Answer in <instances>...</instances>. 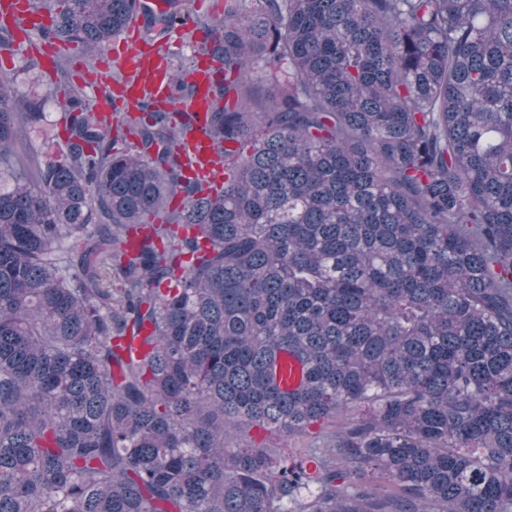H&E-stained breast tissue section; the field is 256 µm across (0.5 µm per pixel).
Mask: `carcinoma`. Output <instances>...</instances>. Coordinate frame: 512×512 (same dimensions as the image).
<instances>
[{
    "label": "carcinoma",
    "mask_w": 512,
    "mask_h": 512,
    "mask_svg": "<svg viewBox=\"0 0 512 512\" xmlns=\"http://www.w3.org/2000/svg\"><path fill=\"white\" fill-rule=\"evenodd\" d=\"M41 2L91 53L192 6ZM198 26L214 195L189 113L74 90L59 133L0 81V512H512V0ZM336 421L334 456L228 443Z\"/></svg>",
    "instance_id": "1"
}]
</instances>
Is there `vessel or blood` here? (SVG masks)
Instances as JSON below:
<instances>
[{"instance_id":"1","label":"vessel or blood","mask_w":512,"mask_h":512,"mask_svg":"<svg viewBox=\"0 0 512 512\" xmlns=\"http://www.w3.org/2000/svg\"><path fill=\"white\" fill-rule=\"evenodd\" d=\"M0 23L12 27L18 40L27 41L48 25L49 16L34 9L32 0H0ZM138 32V22H131L118 58L123 78L114 87L115 98L133 108L148 96L168 111L197 113L192 130L180 137L176 150L188 177L207 180L212 188H220L225 177L224 162L212 145L204 121L211 78L207 64L197 63L184 73L185 79L196 87L194 98L187 103L175 100L170 92L169 58L180 45V31L170 32L165 43L158 45L141 42Z\"/></svg>"}]
</instances>
